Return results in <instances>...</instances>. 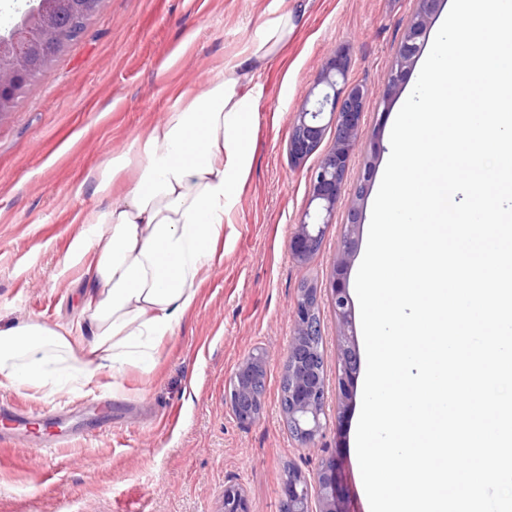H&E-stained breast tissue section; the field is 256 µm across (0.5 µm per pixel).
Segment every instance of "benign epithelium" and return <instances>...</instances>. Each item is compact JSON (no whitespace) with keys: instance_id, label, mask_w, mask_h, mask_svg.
Returning a JSON list of instances; mask_svg holds the SVG:
<instances>
[{"instance_id":"obj_1","label":"benign epithelium","mask_w":512,"mask_h":512,"mask_svg":"<svg viewBox=\"0 0 512 512\" xmlns=\"http://www.w3.org/2000/svg\"><path fill=\"white\" fill-rule=\"evenodd\" d=\"M440 0H419L397 49L394 67L382 85L372 91L349 82V58L341 48L329 57L294 113L289 127L288 156L299 166L323 143L326 131L334 129L332 146L319 164L308 173L309 204L288 240L292 259L306 265L319 253L327 228L336 219L338 200L345 192L352 195L350 222L345 245L335 265L328 292L341 339L338 373L339 399L336 406L337 438L354 397V384L360 368L352 328V306L341 275L350 262L359 226L360 205L366 186L348 187L351 157L362 140V120L366 100L374 95L389 104L400 93L405 76L426 46L427 32ZM103 0H29V7L12 28L0 32V116L15 110L26 89L36 81L57 55L75 40V32L57 27L55 14L61 8L81 11L91 19ZM320 291L314 285L299 289L292 312V336L284 362L287 380V406L283 413L288 431L302 448H314L327 427L325 380L322 371ZM265 352L250 355L230 376L226 399L237 417L245 423L260 420V396L264 376ZM317 508H312V502ZM282 504L287 512H351L344 493L342 472L336 458L326 459L313 477L290 469L284 480ZM221 512H252L246 489L240 484L224 487Z\"/></svg>"}]
</instances>
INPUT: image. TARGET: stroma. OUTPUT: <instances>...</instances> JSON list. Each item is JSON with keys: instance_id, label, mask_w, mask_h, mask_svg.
Returning <instances> with one entry per match:
<instances>
[{"instance_id": "stroma-1", "label": "stroma", "mask_w": 512, "mask_h": 512, "mask_svg": "<svg viewBox=\"0 0 512 512\" xmlns=\"http://www.w3.org/2000/svg\"><path fill=\"white\" fill-rule=\"evenodd\" d=\"M304 2L306 16L283 50L255 77L257 125L252 168L224 227V259L201 283L194 309L149 373L128 368L114 397L45 396L0 388V402L59 414L62 447L35 454V438L0 442V512H220L224 487L242 484L252 512H279L287 469L313 476L322 461L342 464L355 512H367L352 452L362 385L343 429L328 425L318 447L290 434L281 406L289 312L303 283L328 285L351 209L308 264L297 265L288 237L308 205L307 174L288 157L293 114L324 62L349 50V79L378 88L389 72L418 0H104L81 39L42 72L14 112L0 117V325L37 319L74 322L82 265L65 266L83 212L104 205L87 177L111 154L179 105L181 94L238 61L259 26ZM370 98L363 142L348 180L366 183L356 253L344 271L354 290L372 207L389 159L394 115ZM325 411L336 415L340 341L329 296H322ZM266 352L263 415L240 422L225 390L256 349Z\"/></svg>"}]
</instances>
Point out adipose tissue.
<instances>
[{"label": "adipose tissue", "mask_w": 512, "mask_h": 512, "mask_svg": "<svg viewBox=\"0 0 512 512\" xmlns=\"http://www.w3.org/2000/svg\"><path fill=\"white\" fill-rule=\"evenodd\" d=\"M299 23L283 14L260 26L248 55L94 173V192L108 203L83 215L69 256L73 263L91 258L78 315L91 335L37 320L0 328V388L116 393L127 368L156 367L163 340L193 310L205 273L224 258L217 245L253 155L255 101L245 87ZM131 167V187L113 193L114 180Z\"/></svg>", "instance_id": "adipose-tissue-1"}]
</instances>
